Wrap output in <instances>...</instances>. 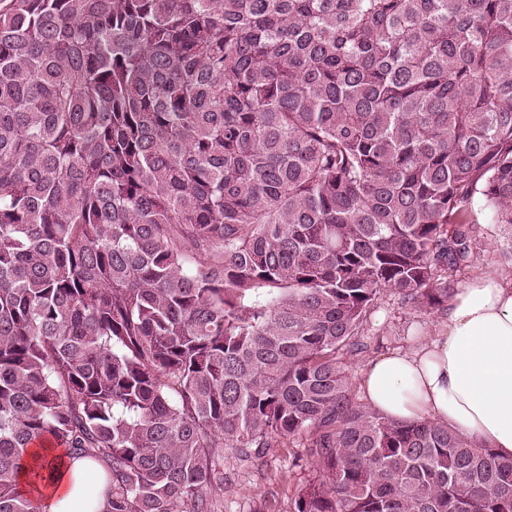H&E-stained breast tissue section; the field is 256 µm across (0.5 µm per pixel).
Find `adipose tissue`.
Instances as JSON below:
<instances>
[{
	"label": "adipose tissue",
	"mask_w": 512,
	"mask_h": 512,
	"mask_svg": "<svg viewBox=\"0 0 512 512\" xmlns=\"http://www.w3.org/2000/svg\"><path fill=\"white\" fill-rule=\"evenodd\" d=\"M361 375L369 408L432 420L512 456V279L477 274L449 299L434 336L369 360ZM29 460L53 471L38 512H103L102 462L36 447Z\"/></svg>",
	"instance_id": "adipose-tissue-1"
}]
</instances>
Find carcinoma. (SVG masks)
I'll return each mask as SVG.
<instances>
[{"instance_id":"1","label":"carcinoma","mask_w":512,"mask_h":512,"mask_svg":"<svg viewBox=\"0 0 512 512\" xmlns=\"http://www.w3.org/2000/svg\"><path fill=\"white\" fill-rule=\"evenodd\" d=\"M512 228V0L0 6V512L49 444L104 512H222L300 445L295 512H512V456L357 402L387 294L442 315ZM304 448H271L263 464L239 462L226 453L224 456L223 512H293L292 490L314 478L319 472L312 465H294L295 456ZM271 493L275 494L276 501Z\"/></svg>"}]
</instances>
